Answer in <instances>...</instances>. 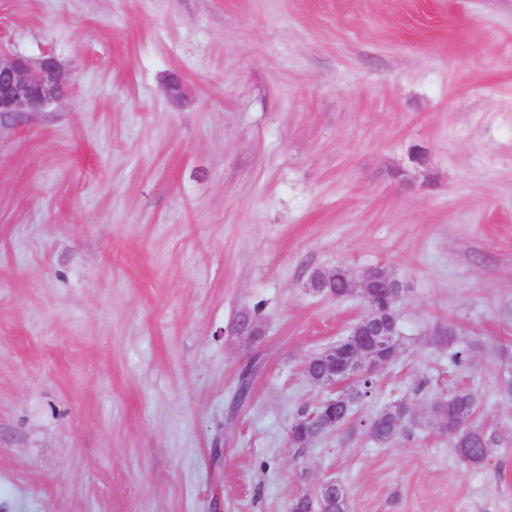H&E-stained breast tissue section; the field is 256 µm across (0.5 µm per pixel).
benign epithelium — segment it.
<instances>
[{"label":"benign epithelium","mask_w":512,"mask_h":512,"mask_svg":"<svg viewBox=\"0 0 512 512\" xmlns=\"http://www.w3.org/2000/svg\"><path fill=\"white\" fill-rule=\"evenodd\" d=\"M66 92V79L55 56L47 54L32 62L0 47V114L40 112L48 103L63 98ZM338 275L347 282L348 295L357 294L362 298L365 310L346 336L309 356L303 372L309 373L311 365L318 364L320 372L314 382L329 389L326 403L348 407L364 398L358 381L377 376L401 354L403 333L399 322L394 320L387 326L380 323L379 313L373 307V296L382 292L387 305L395 309L406 288L379 267L359 275L347 269L316 271L306 288L314 295L334 298ZM235 335L248 345L255 344L264 335L263 325L255 317L241 313L235 322ZM336 489V480L321 479L312 489L300 493V498L311 503L323 492L328 490L334 494Z\"/></svg>","instance_id":"1"}]
</instances>
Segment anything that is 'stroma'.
<instances>
[{"label": "stroma", "instance_id": "stroma-1", "mask_svg": "<svg viewBox=\"0 0 512 512\" xmlns=\"http://www.w3.org/2000/svg\"><path fill=\"white\" fill-rule=\"evenodd\" d=\"M0 46L71 86L0 114V512H288L326 477L350 512H512V0H0ZM373 267L406 348L293 448L327 395L305 359L364 308L308 276ZM456 387L486 464L424 422L358 427ZM235 335L239 336L243 343L248 345L258 342L264 335L262 323L249 314L239 313L235 322ZM259 365L260 362L255 357L238 375L232 407L234 413L238 412L250 399L252 381L258 372ZM406 430L399 417L382 413L378 417V422L369 438L379 444H395L406 435Z\"/></svg>", "mask_w": 512, "mask_h": 512}]
</instances>
